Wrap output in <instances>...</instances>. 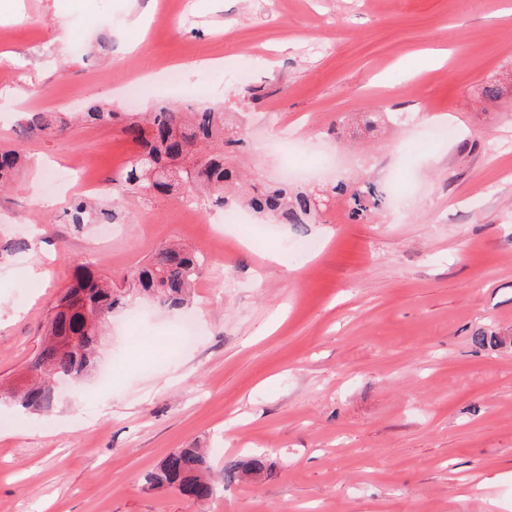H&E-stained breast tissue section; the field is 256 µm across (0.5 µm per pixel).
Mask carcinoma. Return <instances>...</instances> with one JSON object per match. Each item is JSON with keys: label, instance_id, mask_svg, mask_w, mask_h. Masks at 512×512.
Returning <instances> with one entry per match:
<instances>
[{"label": "carcinoma", "instance_id": "obj_1", "mask_svg": "<svg viewBox=\"0 0 512 512\" xmlns=\"http://www.w3.org/2000/svg\"><path fill=\"white\" fill-rule=\"evenodd\" d=\"M79 118L119 126L125 139L139 146L136 155L140 160L128 162L119 178L112 180V204H101L93 198H79L72 204L69 223L76 229L92 222L119 223L125 198H151L150 180L157 169L167 172L162 192L188 185L218 209H231L242 201L259 216L271 215L280 224L296 226L311 224L318 216L315 194L286 183H250L240 187L239 193L228 194L227 186L237 181V172L227 164V155L236 152L244 138L229 126L218 108L199 106L179 111L160 104L138 118L106 110L97 101L89 100ZM23 163L20 152L0 150V188L11 183ZM333 192L349 194L350 214L356 219L368 217L383 203V194L373 185L349 192L345 184L339 183ZM199 266L196 252L167 246L124 276L122 288L114 287L105 277L80 274L76 283L56 300L54 308L58 313L50 323V335L56 340L40 347L29 365L34 371L31 383L15 402L30 411L51 408L56 399L57 378L76 379L90 364L106 317L125 305L133 293L153 296L171 307L183 306L198 278ZM265 469V457L259 454L227 461L216 473L202 449L176 448L145 480L154 488H173L188 499L205 502L213 496L218 483L230 484L245 474H259Z\"/></svg>", "mask_w": 512, "mask_h": 512}]
</instances>
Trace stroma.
Listing matches in <instances>:
<instances>
[{"label": "stroma", "mask_w": 512, "mask_h": 512, "mask_svg": "<svg viewBox=\"0 0 512 512\" xmlns=\"http://www.w3.org/2000/svg\"><path fill=\"white\" fill-rule=\"evenodd\" d=\"M145 3L0 0V148L30 159L0 193V244H30L0 259V391L25 383L78 264L118 282L172 242L205 259L184 309L114 311L50 412L0 401V512H512V0H189L168 28ZM186 96L223 105L253 179L371 183L384 204L355 220L338 196L297 230L202 201L188 219L164 194L74 232L71 200L111 192L135 147L109 125L25 136L16 113ZM297 241L315 248L292 257ZM191 446L267 470L204 503L145 483Z\"/></svg>", "instance_id": "1"}]
</instances>
